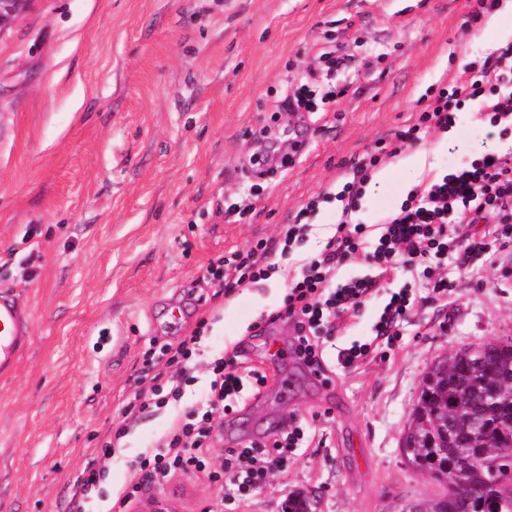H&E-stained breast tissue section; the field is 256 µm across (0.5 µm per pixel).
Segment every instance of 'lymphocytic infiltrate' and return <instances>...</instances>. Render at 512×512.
<instances>
[{"instance_id":"lymphocytic-infiltrate-1","label":"lymphocytic infiltrate","mask_w":512,"mask_h":512,"mask_svg":"<svg viewBox=\"0 0 512 512\" xmlns=\"http://www.w3.org/2000/svg\"><path fill=\"white\" fill-rule=\"evenodd\" d=\"M465 68L472 74L470 81L440 89L413 123L396 132L398 142L415 145L434 132H447L455 126L458 112L468 105L477 108L490 126H512V44L475 57ZM379 162V156H370L354 168L339 190L323 193V202L341 204L336 229L323 248L305 259L299 274H292L282 260L301 247L317 208L313 202L296 213L293 223L283 225L276 238L258 240L247 252L229 253L208 268L228 296L276 275L287 279L288 293L276 317L288 321L292 329L289 357L314 375L326 369L323 337L344 328L348 310L372 300L390 272L421 268L433 292L444 296L448 293L445 270L449 258L462 252L488 251L493 244L512 239L511 152L490 151L454 172L423 177L401 204L372 228L352 221L351 216ZM479 222L491 225L490 238L460 234V225ZM357 257L373 263L376 275L337 282V265ZM412 306L410 290L393 293L374 325L375 338L398 335ZM200 339L195 330L177 343L165 344L161 352L176 364V371L164 388H153L148 400L124 411L130 418L152 408L175 413L168 433L155 447L145 449L141 458L140 467L149 482L162 483L178 471H204L214 414L223 410L227 399L240 396L245 387L256 389L267 381L262 369L236 356L218 357L211 362L208 391L198 407L183 409V399L194 380L188 363ZM309 445L301 425L293 421L265 441L236 449L241 470L233 479L234 486L241 493L259 487L286 464L289 453Z\"/></svg>"}]
</instances>
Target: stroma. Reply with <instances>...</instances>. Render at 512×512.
<instances>
[{
  "instance_id": "obj_1",
  "label": "stroma",
  "mask_w": 512,
  "mask_h": 512,
  "mask_svg": "<svg viewBox=\"0 0 512 512\" xmlns=\"http://www.w3.org/2000/svg\"><path fill=\"white\" fill-rule=\"evenodd\" d=\"M470 10L469 0H30L0 32V295L32 328L15 371L0 377V512H70L72 485L92 472L102 496L91 508L106 512L113 490L141 482L139 455L170 415L128 426L121 411L165 372L161 345L199 325L188 403L206 392L216 355L240 349L267 375L260 391L226 401L212 467L289 417L319 445L239 507L221 482L176 473L160 489L178 512H284L297 492L312 512H406L443 493L409 462L403 436L433 362L512 337V242L472 254L447 299L412 287L399 335L377 340L380 310L412 277L383 279L326 338V380L271 356L288 345L286 321L250 333L282 305L283 280L228 298L207 268L275 237L439 89L468 81L465 62L512 32V0L490 28H466ZM335 48L351 61L328 76L320 56ZM302 82L315 111H279ZM267 127L288 130L279 148L290 162L258 180L249 159ZM454 133L426 142L432 172L486 152L474 109L459 113ZM418 150L380 162L389 177L367 185L354 221L379 222L419 182L401 167ZM337 210L320 204L290 267L322 248ZM354 341L369 344L366 360L338 367V347ZM119 431L113 461L103 449Z\"/></svg>"
}]
</instances>
